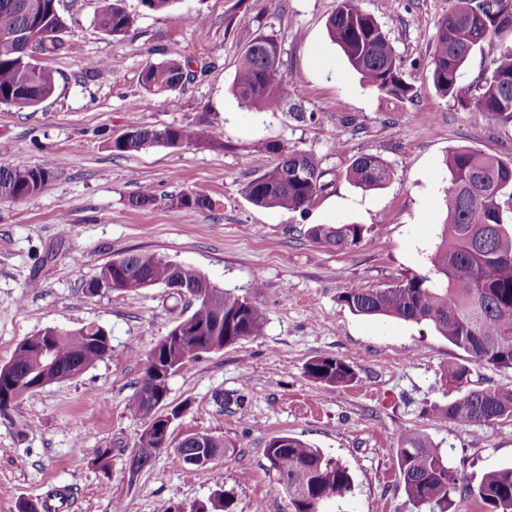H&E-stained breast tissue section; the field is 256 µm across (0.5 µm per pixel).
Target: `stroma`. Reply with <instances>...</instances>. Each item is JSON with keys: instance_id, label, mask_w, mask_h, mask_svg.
<instances>
[{"instance_id": "obj_1", "label": "stroma", "mask_w": 512, "mask_h": 512, "mask_svg": "<svg viewBox=\"0 0 512 512\" xmlns=\"http://www.w3.org/2000/svg\"><path fill=\"white\" fill-rule=\"evenodd\" d=\"M134 19L123 37L98 24L104 0H59L65 51L41 56L56 89L39 106L0 104V164L52 162L54 177L28 201H0V365L48 326L104 328L112 355L79 376L26 395L0 418V512L71 492L69 512H161L227 492L230 512H289L265 448L293 435L340 460L354 489L337 512H411L400 480L402 433L421 431L470 486L512 465V418L463 428L430 422L424 411L464 393L512 384V372L471 363L425 322L361 316L341 302L349 288H386L426 270L446 221L445 160L458 148L512 159V127L436 94L430 78L438 22L450 0H361L382 25L414 102L368 86L327 34L337 0H175L152 12L122 0ZM281 49L282 110L244 109L231 92L235 64L256 36ZM179 50L191 77L176 92L152 96L140 74ZM108 73L88 71L87 61ZM303 88L295 96L294 88ZM208 126L224 147L153 144L112 153V136L131 126ZM278 142L310 153L327 188L307 212L260 208L245 186L275 164ZM362 154L391 168L379 189L346 178ZM151 187L153 203L130 200ZM202 194L204 210H180L174 197ZM316 224H359L348 250L311 240ZM150 252L192 265L220 288L264 309L263 335L203 354L168 383L167 406L180 415L172 442L191 433L224 440L207 466L157 455L138 474L130 458L147 425L128 407L148 354L192 307L161 286L120 297L83 285L117 255ZM318 356L345 360L356 378L344 387L313 381ZM465 365L455 383L449 367ZM110 449L108 467L97 455Z\"/></svg>"}]
</instances>
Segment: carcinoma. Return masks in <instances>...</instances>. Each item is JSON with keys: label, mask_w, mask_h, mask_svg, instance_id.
I'll return each mask as SVG.
<instances>
[{"label": "carcinoma", "mask_w": 512, "mask_h": 512, "mask_svg": "<svg viewBox=\"0 0 512 512\" xmlns=\"http://www.w3.org/2000/svg\"><path fill=\"white\" fill-rule=\"evenodd\" d=\"M120 2L106 4L99 18L101 28L113 37L125 36L133 27V19ZM62 26L57 0H0V104L32 108L53 94L54 71L24 54L21 38L37 37L49 53H57L64 50L58 37ZM508 30L512 31V0H451L448 15L437 27L431 61L432 83L439 95L474 108L502 126H512V43L501 39V33ZM327 32L370 87L401 102L414 101L417 91L403 80L393 45L360 0H339ZM275 45L274 39L257 36L240 57L231 89L241 107L281 109L280 70L270 67L268 55ZM476 51L489 58L490 69L475 90H465L459 79ZM177 56L175 51L164 62L144 66L140 78L146 91H174L189 79L190 73ZM209 142L210 131L203 124L163 129L135 125L110 140V148L125 154L152 144L178 147ZM266 150L278 156V163L247 185L245 196L253 205L305 210L327 188L325 172L308 153L279 143L267 144ZM446 166L450 174L443 199L447 217L439 243L428 256L427 273L407 277L391 288H350L340 301L357 315L430 323L474 363L512 370V159L463 148L448 154ZM53 175L50 162L30 168L0 165V201L33 198ZM347 178L363 190L378 189L389 180L390 167L377 156L363 154L348 167ZM209 206V198L203 195L186 193L177 198L179 209ZM363 232L359 224H318L308 229L313 241L341 250L356 245ZM90 283L117 297L154 285H180L198 296L190 323L207 326L220 349L262 335L266 324L265 312L258 305L212 285L190 265L147 252L125 254L104 264ZM107 340L106 331L95 325L77 330L46 327L23 339L10 361L0 366V416L24 397L12 391L6 373L32 371L35 387L40 389L73 378L112 356L101 348ZM213 351L212 346L193 339L170 350L161 340L152 350L154 362L145 364L139 389L129 401L133 412L149 420L136 444L138 469L150 465L162 452L156 432L168 393L167 373ZM305 372L329 386L347 385L355 379L349 363L330 357L310 360ZM425 416L436 425L451 421L464 427L512 417V387L471 390L445 406L431 407ZM199 442L213 454L223 452L222 439L207 433L198 439L192 434L173 448L174 457L182 460V454L195 451ZM265 455L288 496L290 512H327L331 502L352 493L353 478L347 467L300 438L275 437ZM397 459L407 500L415 512H448L454 495L472 491L488 507L487 512H512V466L484 473L473 490L448 465L440 448L419 432L401 437ZM230 505L231 495L226 492L207 504L192 506L190 512H228Z\"/></svg>", "instance_id": "obj_1"}]
</instances>
